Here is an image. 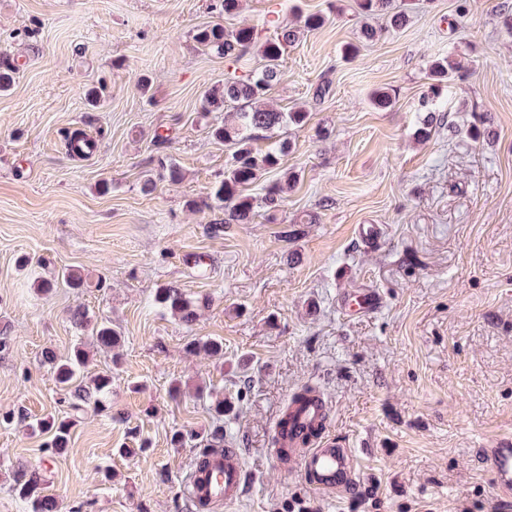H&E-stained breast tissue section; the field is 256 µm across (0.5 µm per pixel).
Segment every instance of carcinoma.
<instances>
[{"label": "carcinoma", "mask_w": 512, "mask_h": 512, "mask_svg": "<svg viewBox=\"0 0 512 512\" xmlns=\"http://www.w3.org/2000/svg\"><path fill=\"white\" fill-rule=\"evenodd\" d=\"M358 13L368 19L375 15L387 17L391 29L397 31L409 22V14L404 10H394L392 0H356ZM329 21L323 13L308 14L301 19V24L291 25L280 20H273L270 26L273 34L260 40L261 34L257 27L245 25L227 31L221 23L201 25L194 30V41L205 51L213 53L225 60L228 66L238 64L247 54L258 50L263 59L260 70L245 75L236 74L232 69L224 74V79L214 83L202 95L201 111L228 112L232 119H224L209 127L210 136L233 149L232 162L224 171L220 180L210 193V198L229 210L232 220L248 224L256 216L255 202L260 207L276 210L282 201L284 187L297 182L294 172H283L284 181H277L264 188V194L257 200L247 194L250 186L260 177L282 168V157L285 144L272 143L265 151L259 152L253 147L255 132L271 131L292 124L301 127L308 121L309 114L301 109L281 112L266 105L269 92L278 84L282 76V62L288 46L299 38L303 31H314L324 27ZM455 63L448 58H437L429 67V88L423 97L424 104H431L441 97L448 89V82ZM396 103V96L386 89H378L372 95V104L379 110H386ZM63 283L69 288L84 286L80 274L69 270L53 273L39 280V289L48 292ZM156 302L170 310L183 322L191 324L199 316L201 304L187 296L179 287L169 285L156 294ZM75 325L85 328L92 326V333L97 344L110 349L121 340V336L107 321L90 323L86 313L76 309L71 313ZM90 353L84 345L78 343L64 356L52 350L44 351V362L51 366L59 390L64 392L72 403L70 407L76 411L92 409L97 412L106 411L105 400L112 392V374L102 372L95 375L89 382L80 380L84 368L89 363ZM74 419L48 416L38 421L37 426L53 434L49 444L51 454H56L68 446L70 431ZM224 426L220 425L211 436L208 447L196 458L195 465H205V455L210 451H224ZM40 477L31 474L29 478H17L15 492L31 502L32 512H59L57 502L39 492Z\"/></svg>", "instance_id": "cac0c4a2"}]
</instances>
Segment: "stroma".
I'll return each mask as SVG.
<instances>
[{
  "label": "stroma",
  "mask_w": 512,
  "mask_h": 512,
  "mask_svg": "<svg viewBox=\"0 0 512 512\" xmlns=\"http://www.w3.org/2000/svg\"><path fill=\"white\" fill-rule=\"evenodd\" d=\"M212 2L0 0V63L16 70L0 93V413L14 416L0 423V512H30L13 489L22 472L39 473L62 512H193L184 481L215 426L200 386L231 401L224 445L247 471L241 500L216 512H501L476 456L512 434V34L500 16L512 0H427L400 31L374 18L370 42L352 0H242L222 17ZM316 12L331 23L289 47L269 93L308 122L254 142L286 143L283 165L300 178L278 210L225 223L209 193L232 150L210 137L200 99L227 66L193 32ZM440 57L464 70L423 142ZM101 82L94 108L82 89ZM381 87L396 93L384 111L369 101ZM74 129L96 141L91 155L68 154ZM362 224L379 227L376 246ZM64 268L85 286L38 290L41 271ZM169 285L208 298L193 324L156 303ZM352 288L381 307L346 315ZM78 307L123 343L90 352L88 374H112L109 411L82 414L53 455L37 423L71 408L42 353L83 338ZM210 338L223 364L190 352ZM307 383L329 403L327 436L361 460L343 498L312 490L272 442Z\"/></svg>",
  "instance_id": "obj_1"
}]
</instances>
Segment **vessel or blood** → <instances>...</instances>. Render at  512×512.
<instances>
[{"label":"vessel or blood","instance_id":"1","mask_svg":"<svg viewBox=\"0 0 512 512\" xmlns=\"http://www.w3.org/2000/svg\"><path fill=\"white\" fill-rule=\"evenodd\" d=\"M379 296L368 289L347 294L343 301L345 310L362 315L377 308ZM328 423L325 399L316 398L296 406L288 426V438L300 439L311 427ZM479 458L489 473L497 503L512 506V439H502L480 449ZM307 483L317 492L328 497L350 495L361 476L358 455L345 442L318 437L297 455ZM244 490V462L234 448L212 455L204 470L193 472L186 484L191 500L200 499L224 504L239 501Z\"/></svg>","mask_w":512,"mask_h":512}]
</instances>
